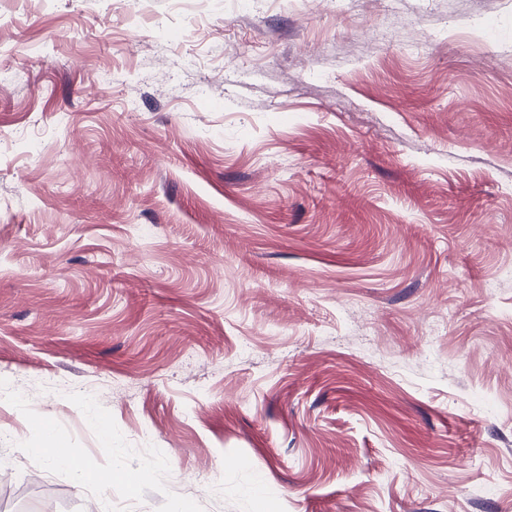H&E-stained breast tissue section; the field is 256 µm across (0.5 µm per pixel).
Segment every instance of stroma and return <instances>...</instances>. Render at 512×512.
<instances>
[{
  "mask_svg": "<svg viewBox=\"0 0 512 512\" xmlns=\"http://www.w3.org/2000/svg\"><path fill=\"white\" fill-rule=\"evenodd\" d=\"M0 27V512H512V0Z\"/></svg>",
  "mask_w": 512,
  "mask_h": 512,
  "instance_id": "1",
  "label": "stroma"
}]
</instances>
